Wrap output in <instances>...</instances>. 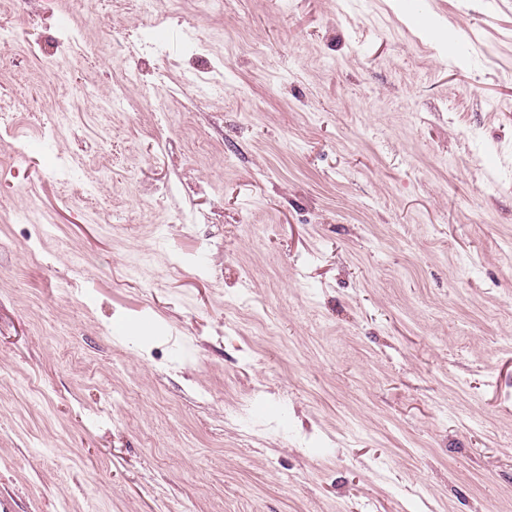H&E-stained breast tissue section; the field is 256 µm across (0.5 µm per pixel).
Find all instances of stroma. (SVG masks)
<instances>
[{"instance_id":"obj_1","label":"stroma","mask_w":512,"mask_h":512,"mask_svg":"<svg viewBox=\"0 0 512 512\" xmlns=\"http://www.w3.org/2000/svg\"><path fill=\"white\" fill-rule=\"evenodd\" d=\"M223 2L15 20L0 507L512 512V0Z\"/></svg>"}]
</instances>
